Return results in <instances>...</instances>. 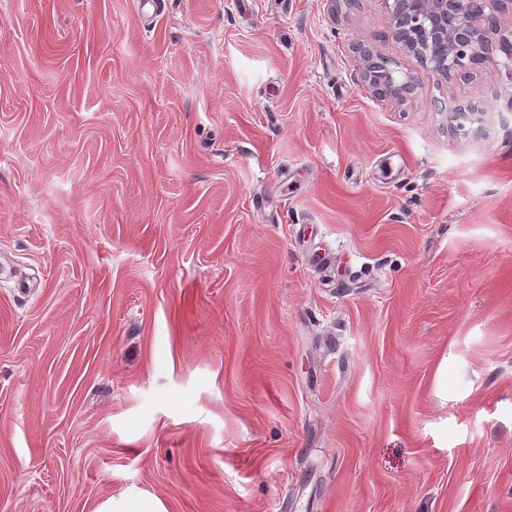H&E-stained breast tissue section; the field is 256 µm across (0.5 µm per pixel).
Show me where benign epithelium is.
Returning a JSON list of instances; mask_svg holds the SVG:
<instances>
[{
  "label": "benign epithelium",
  "instance_id": "obj_1",
  "mask_svg": "<svg viewBox=\"0 0 512 512\" xmlns=\"http://www.w3.org/2000/svg\"><path fill=\"white\" fill-rule=\"evenodd\" d=\"M391 21L392 34L416 52L437 39L443 51L428 60L440 75L484 62L487 32L496 27L484 0H392Z\"/></svg>",
  "mask_w": 512,
  "mask_h": 512
}]
</instances>
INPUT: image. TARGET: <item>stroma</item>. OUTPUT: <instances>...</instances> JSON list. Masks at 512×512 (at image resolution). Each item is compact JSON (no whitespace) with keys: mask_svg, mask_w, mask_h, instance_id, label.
I'll return each instance as SVG.
<instances>
[{"mask_svg":"<svg viewBox=\"0 0 512 512\" xmlns=\"http://www.w3.org/2000/svg\"><path fill=\"white\" fill-rule=\"evenodd\" d=\"M390 21L0 0V512H512V70ZM93 512H167L163 502L150 494H120L99 502Z\"/></svg>","mask_w":512,"mask_h":512,"instance_id":"35a3bbf8","label":"stroma"}]
</instances>
